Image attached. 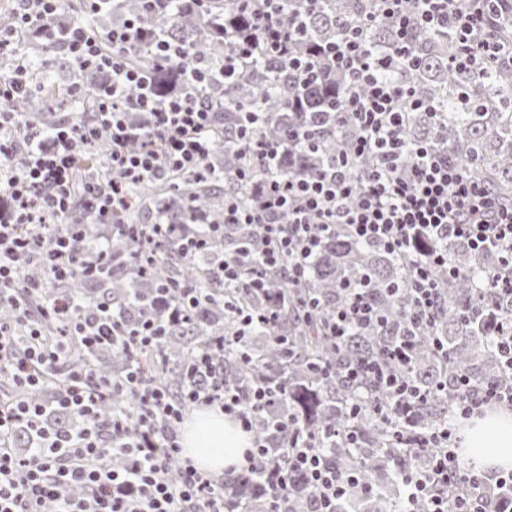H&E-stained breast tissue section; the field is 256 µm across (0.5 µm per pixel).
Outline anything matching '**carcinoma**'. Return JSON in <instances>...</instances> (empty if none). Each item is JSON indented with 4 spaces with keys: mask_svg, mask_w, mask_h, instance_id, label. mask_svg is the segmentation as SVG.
Returning <instances> with one entry per match:
<instances>
[{
    "mask_svg": "<svg viewBox=\"0 0 512 512\" xmlns=\"http://www.w3.org/2000/svg\"><path fill=\"white\" fill-rule=\"evenodd\" d=\"M374 0H322L302 13L297 0H283L280 22L287 26L301 23L296 50L304 53L327 41L341 39L347 27L370 13ZM299 17H294L295 13ZM118 22L137 18L151 34H162L181 43L187 53L164 65L151 60L141 46L125 52L128 64L140 67L152 77L153 92L168 95L183 84L192 83V68L205 66L208 74L195 83V98L219 104L215 131L214 160L218 169L203 167L197 171L168 173L163 179L130 188L138 201L136 207L119 221L127 224L145 211L151 222L168 224L224 225V197L232 194L240 204H252L251 189L239 183L237 172L250 160L244 143L237 137L242 113L263 112L264 138L271 142L288 141V130L313 120L316 130L315 152L298 151L281 158L278 172L299 177L317 171V166L336 162L341 145L357 137V128L347 124L336 127V113L342 111L347 85L331 72L322 73L320 82H304L288 71L272 66L265 46L258 47L251 58L239 64V79H224V58L243 31L256 32L258 19L242 0H164L151 11L145 0H101L93 16L96 27L105 20ZM368 47L378 55L396 48L392 23L377 20L364 34ZM60 44L51 45L35 61L40 74L39 90L16 106L24 117L44 127L55 122L64 100L56 90L54 75L66 67L72 83L82 91H94L100 83L94 71L77 72L59 55ZM420 56L414 68L395 73L398 82L411 87L417 96L432 102L440 115L433 119L425 112L409 115L401 137L409 142L430 141L448 151L464 166L474 180L487 183L503 200L512 199V70L496 67L479 76L465 68L448 66L455 55L456 43L446 35L420 33L416 39ZM109 153V141L102 137L91 154L80 160L78 177L112 178L102 163ZM261 251L263 241L259 225H230L216 232L201 253L179 258L162 266V273L192 288H204L207 297L186 320L168 322L162 350L168 360L166 380L176 390L182 382L181 367L194 348L212 346L217 337L236 331L233 310H261L266 295L278 297V340L263 334L248 336L242 350L250 357L241 362L232 349H224L216 361L224 369V386L247 394L256 385L270 381L285 385L280 409L295 416L305 430L318 438L322 457L347 478L354 476L358 485L350 489L343 502V512H395L400 504L402 476L411 468L426 465L427 459L413 448H400L389 427L371 413L352 417V406L362 402L371 387L357 388L345 377L347 366L359 359L379 355L384 348L409 327L411 301L405 281L406 263L381 249L352 239L343 227H336L325 238L311 259L303 283L296 287L288 279L269 274L265 287L255 291L222 288L215 283L224 259L234 255L244 241ZM134 243L127 238L109 240L111 265L97 279L75 273L66 285L47 288L44 299L72 296L79 301L78 311L86 312L101 302L116 307L131 306L127 319L137 318L132 306L150 301L147 285L127 272V258ZM448 259L457 268L452 279L441 275L442 302L435 324L416 332L414 361L408 374L413 384L426 389L457 372L472 382L482 384L503 374L512 381V370L503 366L490 335L475 322L478 301L475 288L490 278L498 264L492 252L474 253L462 241L448 242ZM371 283L370 296L385 326L362 327L336 345L325 335V326L336 314L345 294L346 283ZM319 303L308 312L310 301ZM446 349L441 355L434 349V338ZM101 367L110 373L127 364L120 349L99 356ZM330 362L333 368L323 373L320 367ZM454 403L453 394L439 395L420 409L418 427L431 429L448 419ZM273 413L256 415L257 437L269 445L273 462L287 463L288 436L273 429ZM354 429L356 440L349 444L344 432ZM338 435H333V431ZM368 487L370 493L363 492ZM224 498L239 506L241 512H266L268 501L255 486V480H239L224 490ZM281 512H310L311 493L300 480L285 491L279 501Z\"/></svg>",
    "mask_w": 512,
    "mask_h": 512,
    "instance_id": "cac0c4a2",
    "label": "carcinoma"
}]
</instances>
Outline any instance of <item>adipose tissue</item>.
Segmentation results:
<instances>
[{"instance_id": "obj_1", "label": "adipose tissue", "mask_w": 512, "mask_h": 512, "mask_svg": "<svg viewBox=\"0 0 512 512\" xmlns=\"http://www.w3.org/2000/svg\"><path fill=\"white\" fill-rule=\"evenodd\" d=\"M184 457L215 476L235 474L250 447L249 436L217 408H202L180 434ZM461 455L476 469H512V412L487 410L462 430Z\"/></svg>"}]
</instances>
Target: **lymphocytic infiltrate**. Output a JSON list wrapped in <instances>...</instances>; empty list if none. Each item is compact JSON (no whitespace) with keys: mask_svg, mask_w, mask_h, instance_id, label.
Masks as SVG:
<instances>
[{"mask_svg":"<svg viewBox=\"0 0 512 512\" xmlns=\"http://www.w3.org/2000/svg\"><path fill=\"white\" fill-rule=\"evenodd\" d=\"M59 0H20L14 26L0 30V60L9 70L0 76V101L19 102L34 88L27 56L20 43L43 44L58 34L75 69H93L104 76L99 110L77 123L60 120L52 134L21 113L0 109V309L11 308L13 318L0 321V366L8 370L14 393L0 401V512H224V485L199 471L181 454L178 432L184 417L197 406H218L249 433L253 415L282 392V384L253 388L250 399L224 386L210 352L191 354L186 384L179 398L138 366L118 378H108L94 364L76 366L67 359L73 345L87 350L121 347L128 357L155 355L164 367L160 346L166 327L151 313L126 323L106 307L79 316L71 300L60 298L43 306L35 301L45 288L43 280L27 270L47 262L54 279H68L75 270L94 277L109 261L105 249L90 247L86 239L98 229L99 239L123 236L135 244L127 263L137 278L157 276V285L172 313L188 318L197 300L190 289L170 278L158 277L159 254L172 249L199 252L206 240L186 224H119L113 217L131 204L129 185L162 179L172 170H193L208 160L213 144L208 138L215 106L193 100L183 87L160 99L148 89L146 72L127 66L125 51L132 44L146 47L152 57L166 62L180 57L179 43L145 37L139 21L99 32L62 19ZM373 17L360 19L344 38L326 44L317 58L328 59L347 82L344 117L360 130L357 140L341 149L335 164L308 178L273 176L253 181L251 170L240 180L252 181L257 205L244 208L227 199L224 221L261 225L266 246L259 257L242 256L225 262L220 277L225 286L240 284L242 266L252 269L248 285H263L267 270L286 269L292 282L305 278L310 258L323 236L343 226L355 239L379 246L405 260L406 286L411 295L410 320L426 328L440 310L439 270L455 275L448 262V243L462 240L476 253L496 252L499 268L485 285L498 297L512 298V206L499 203L483 184L471 179L447 151L423 142L407 144L401 129L412 112L431 106L414 90L392 79L401 67L415 65V32L452 31L458 50L452 61L484 70L498 61L512 66V47L504 46L496 28L499 17L512 11V0H377ZM262 19L257 32L239 37L234 54L250 58L257 45L268 46L275 66L288 67L304 78L317 76V58L298 54L299 27H284L274 19L280 0H252ZM386 18L397 26L396 50L380 56L366 45L362 34L373 19ZM111 54H103L101 41ZM140 94L128 99L130 87ZM264 115L248 112L237 136L253 160L268 168L284 150L307 143V132L290 130L287 143H272L260 136ZM109 134L111 151L106 163L115 174L106 182L92 180L83 188V207L90 224L70 225L63 236H53L58 220L73 205L72 168L79 153L87 151L102 134ZM376 154L377 165L356 172L358 159ZM46 320L62 326L59 336L47 339ZM381 317L362 288L349 290L346 304L328 326V334L343 343L353 326L375 325ZM413 343L399 338L381 359L362 361L348 372L356 384L372 381L389 391L393 407L372 403L371 411L392 428L399 445L428 453V468L406 474V510L420 512H512V495H501L512 485V471L477 474L462 471L453 443L455 422L471 417L486 405L512 406V383L490 381L472 385L463 375L420 389L408 382ZM53 384L49 401L36 393ZM452 391L456 398L452 421L438 429L419 430L416 418L422 403L436 393ZM111 415H102L104 403ZM75 415L67 429L51 428V413ZM289 433L288 464H271L261 483L268 495L269 512H279L281 494L294 478L313 491L314 512H336L348 482L325 463L311 434L294 419L282 421ZM26 430L32 447L26 455L12 449L17 430ZM179 472L170 481V469Z\"/></svg>","mask_w":512,"mask_h":512,"instance_id":"f902f5d3","label":"lymphocytic infiltrate"}]
</instances>
